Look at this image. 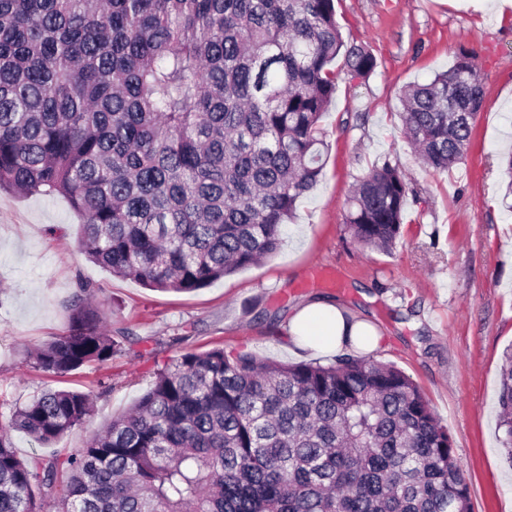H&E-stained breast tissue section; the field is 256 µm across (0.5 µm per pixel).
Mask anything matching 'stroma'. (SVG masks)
<instances>
[{
	"mask_svg": "<svg viewBox=\"0 0 512 512\" xmlns=\"http://www.w3.org/2000/svg\"><path fill=\"white\" fill-rule=\"evenodd\" d=\"M346 43L376 58L365 79L340 77L323 118L329 145L313 191L283 228L280 250L194 292H162L112 276L80 248V221L60 196L0 191V424L47 389L89 393L95 414L56 450L86 445L128 410L157 368L194 350L249 351L286 363L336 355L291 343L289 323L312 302L336 305L383 340L371 359L420 387L447 425L473 512H512V466L497 429L500 365L512 344V206L502 162L512 153V8L498 0H338ZM467 52L485 88L465 159L426 169L398 128L400 94ZM411 193L391 253L357 243L345 223L354 179L383 160ZM100 313L133 341L105 364L66 375L34 367L27 352L65 333L81 284Z\"/></svg>",
	"mask_w": 512,
	"mask_h": 512,
	"instance_id": "obj_1",
	"label": "stroma"
}]
</instances>
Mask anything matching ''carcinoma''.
<instances>
[{
	"label": "carcinoma",
	"mask_w": 512,
	"mask_h": 512,
	"mask_svg": "<svg viewBox=\"0 0 512 512\" xmlns=\"http://www.w3.org/2000/svg\"><path fill=\"white\" fill-rule=\"evenodd\" d=\"M340 56L352 78L377 66L344 42L335 0H0V190L65 197L81 250L112 275L196 291L280 248L323 169ZM483 97L463 53L404 91L424 164L462 163ZM409 193L388 161L356 178L352 237L390 251ZM97 293L81 285L36 368L122 348ZM498 404L512 464V347ZM93 415L88 394L47 390L0 426V512H473L448 427L409 375L365 355L188 351L85 447L13 450L14 432L48 447Z\"/></svg>",
	"instance_id": "cac0c4a2"
}]
</instances>
